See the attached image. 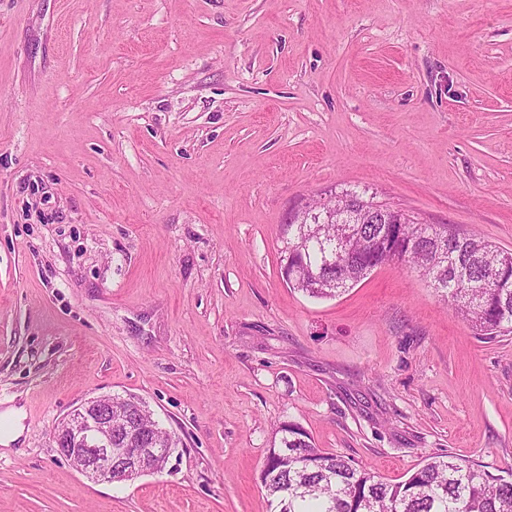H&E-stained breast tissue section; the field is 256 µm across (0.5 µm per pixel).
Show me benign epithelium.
<instances>
[{"label": "benign epithelium", "mask_w": 512, "mask_h": 512, "mask_svg": "<svg viewBox=\"0 0 512 512\" xmlns=\"http://www.w3.org/2000/svg\"><path fill=\"white\" fill-rule=\"evenodd\" d=\"M324 220L345 221V234L353 232L355 215L360 209L353 196L325 194ZM59 454L81 474L94 482H131L153 471L156 464L165 465L174 448L166 447L142 434L130 420L121 429L112 423V402L102 397L85 400L62 418L52 432Z\"/></svg>", "instance_id": "obj_1"}]
</instances>
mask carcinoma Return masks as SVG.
<instances>
[{"mask_svg":"<svg viewBox=\"0 0 512 512\" xmlns=\"http://www.w3.org/2000/svg\"><path fill=\"white\" fill-rule=\"evenodd\" d=\"M358 225L340 265L337 224L282 225L281 268L287 284L310 297L333 298L389 262L407 265L481 336L512 334V252L476 235H448L445 224ZM268 448L261 483L270 512H512V468L494 474L453 455L430 456L406 479L390 482L345 455L317 448L303 427L283 422Z\"/></svg>","mask_w":512,"mask_h":512,"instance_id":"cac0c4a2","label":"carcinoma"}]
</instances>
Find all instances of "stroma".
<instances>
[{"label": "stroma", "mask_w": 512, "mask_h": 512, "mask_svg": "<svg viewBox=\"0 0 512 512\" xmlns=\"http://www.w3.org/2000/svg\"><path fill=\"white\" fill-rule=\"evenodd\" d=\"M345 189L512 252V0H0V512H269L284 421L392 482L512 467V335L400 263L284 282L289 211ZM113 394L162 473L57 453Z\"/></svg>", "instance_id": "35a3bbf8"}]
</instances>
